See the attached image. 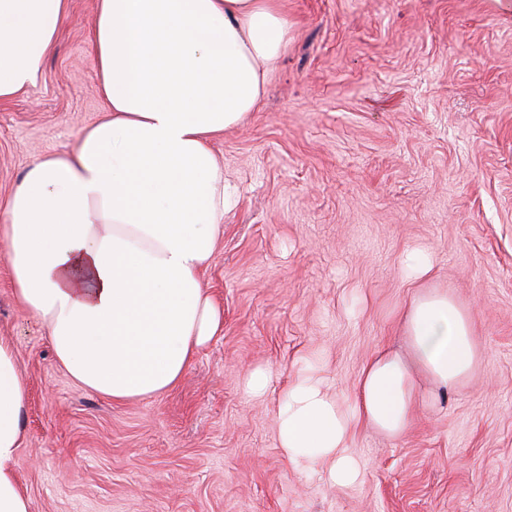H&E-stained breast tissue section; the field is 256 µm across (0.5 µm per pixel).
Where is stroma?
<instances>
[{
  "label": "stroma",
  "instance_id": "35a3bbf8",
  "mask_svg": "<svg viewBox=\"0 0 512 512\" xmlns=\"http://www.w3.org/2000/svg\"><path fill=\"white\" fill-rule=\"evenodd\" d=\"M97 0L69 16L33 87L0 102V204L38 157L75 151L104 102ZM263 102L215 140L237 204L203 284L224 329L167 393L77 385L20 307L0 254V337L28 387L13 468L31 512H512V0H288ZM433 268L406 281L400 262ZM448 290L475 319L479 372L405 435L359 431L361 482L295 471L281 392L310 362L346 397L401 311ZM275 380L244 391L255 366ZM430 267V258L421 251L408 253L402 261V273L412 282L417 281Z\"/></svg>",
  "mask_w": 512,
  "mask_h": 512
}]
</instances>
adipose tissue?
<instances>
[{"label": "adipose tissue", "mask_w": 512, "mask_h": 512, "mask_svg": "<svg viewBox=\"0 0 512 512\" xmlns=\"http://www.w3.org/2000/svg\"><path fill=\"white\" fill-rule=\"evenodd\" d=\"M69 0H0V101L35 84ZM285 0H97L91 46L106 111L76 150L34 160L0 209V251L17 301L46 328L86 391L125 402L163 394L224 326L202 276L235 196L211 144L258 110L288 46ZM408 352L375 353L338 401L319 367L282 393L289 464L346 487L362 470L360 427L401 436L429 397L459 384L478 352L474 318L422 289L402 313ZM27 384L0 337V512H31L13 460Z\"/></svg>", "instance_id": "obj_1"}]
</instances>
